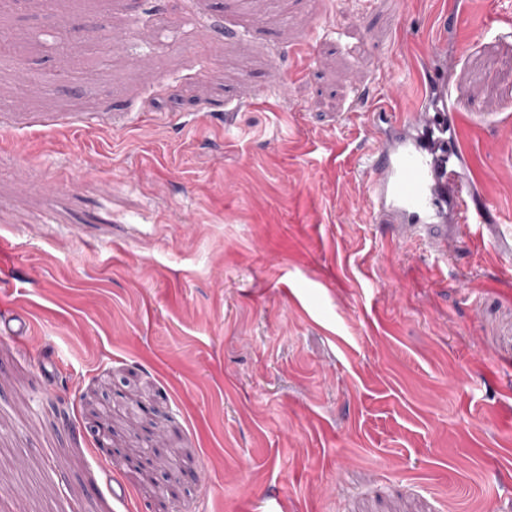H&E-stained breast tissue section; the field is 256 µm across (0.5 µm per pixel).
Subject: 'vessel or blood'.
I'll return each instance as SVG.
<instances>
[{
	"mask_svg": "<svg viewBox=\"0 0 512 512\" xmlns=\"http://www.w3.org/2000/svg\"><path fill=\"white\" fill-rule=\"evenodd\" d=\"M429 56L420 76L418 109L398 114L377 108L387 126L360 157L359 170L376 222L402 225L442 257L449 225L476 236L493 216L461 171L451 107L457 87L448 80L441 45H433Z\"/></svg>",
	"mask_w": 512,
	"mask_h": 512,
	"instance_id": "vessel-or-blood-1",
	"label": "vessel or blood"
}]
</instances>
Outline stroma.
Returning a JSON list of instances; mask_svg holds the SVG:
<instances>
[{"mask_svg":"<svg viewBox=\"0 0 512 512\" xmlns=\"http://www.w3.org/2000/svg\"><path fill=\"white\" fill-rule=\"evenodd\" d=\"M0 19V512H512V261L375 223L358 168L440 40L512 218V0Z\"/></svg>","mask_w":512,"mask_h":512,"instance_id":"1","label":"stroma"}]
</instances>
